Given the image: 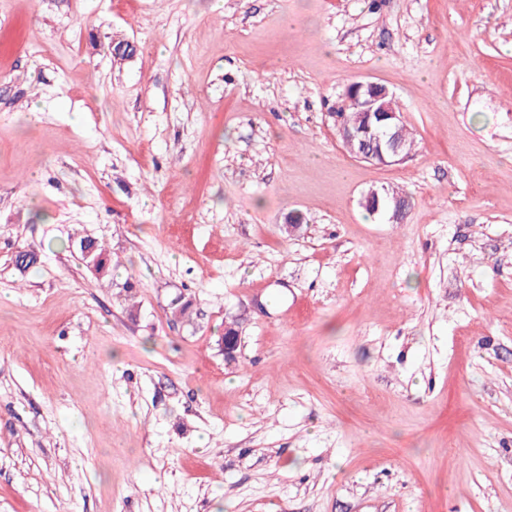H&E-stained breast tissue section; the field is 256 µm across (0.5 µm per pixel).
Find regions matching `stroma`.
<instances>
[{
	"mask_svg": "<svg viewBox=\"0 0 512 512\" xmlns=\"http://www.w3.org/2000/svg\"><path fill=\"white\" fill-rule=\"evenodd\" d=\"M0 512H512V0H0ZM358 85L360 87L374 89L373 93L369 95V98L360 103L363 108V112H388L390 119L392 120L390 125L387 126L389 129L397 127L400 123H403L401 113L397 110L393 99H390V110L396 112L389 111L387 104L384 102V99L390 95V92L386 87L374 82H368L367 84L359 83ZM345 113L351 128L357 132V138L351 144L354 155L357 156L361 149L367 146L370 147L377 140L376 145L371 149H363L362 153H358L359 159L382 165L398 164L411 153L412 150L406 152L404 149V147L406 149L410 148L414 142L404 125L396 131L398 138L404 143L403 145L396 135L388 131H385L386 134L379 137L383 122H380L377 117L367 121L362 112H359L353 104L349 105L348 112ZM80 259L97 275L105 277L110 272V262L103 245L91 238H81L78 244Z\"/></svg>",
	"mask_w": 512,
	"mask_h": 512,
	"instance_id": "obj_1",
	"label": "stroma"
}]
</instances>
